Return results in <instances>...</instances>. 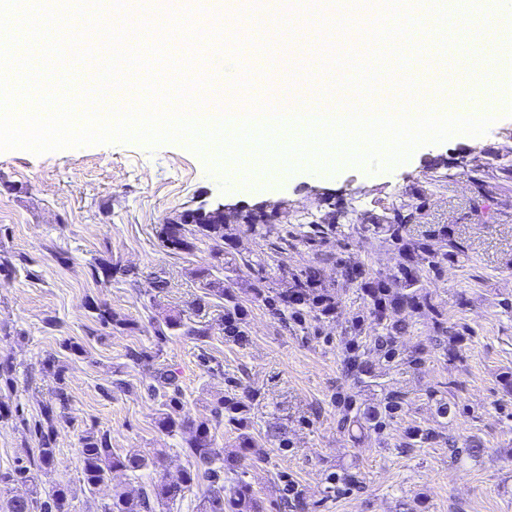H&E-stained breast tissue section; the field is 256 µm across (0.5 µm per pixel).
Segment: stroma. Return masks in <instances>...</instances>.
Wrapping results in <instances>:
<instances>
[{"label":"stroma","mask_w":512,"mask_h":512,"mask_svg":"<svg viewBox=\"0 0 512 512\" xmlns=\"http://www.w3.org/2000/svg\"><path fill=\"white\" fill-rule=\"evenodd\" d=\"M128 5L130 15L151 14L164 27L170 15L189 10L201 29L222 25V52L237 61L259 100L272 84L284 93L299 80L321 87L323 60L347 52L365 58L373 48L360 36L373 18L352 0L342 6L347 26L335 43L315 45L298 57L286 43L261 44L253 22L257 0H227L217 11L201 0H156L149 12L141 0ZM447 33L452 43L446 47L410 37L404 44L406 65L381 64L384 78L375 99L388 96L393 104H405L395 79L422 81L431 55L440 54L449 76L448 99L462 103L467 90L460 33L453 25ZM505 145L512 146V114L483 135L457 134L420 146L386 170L352 162L321 169L296 166L249 183L228 179L222 156H201L181 141L153 146L117 141L41 154L0 151V250L12 258L11 269L0 272V361L13 367V384H0V400L14 409L0 419V472L35 453L31 428L43 408L56 403V383L43 370L51 356L64 368L68 402L57 411V464L47 481L69 487L70 512H103L114 489L136 494L151 481L177 477L187 468L182 435L157 426L161 407L146 391L144 367L128 357L135 350L176 373L186 420L211 421L222 397L248 399V431L265 460L238 456L233 427L213 424L212 431L224 450L225 477L243 473L265 512H285L286 478L302 489L304 512H512V388L505 385L512 377V183L493 178L481 194L471 180L474 166L512 164V155L501 161L488 157ZM318 190L344 203V247L331 241L316 252L301 246L274 255L270 237L279 225H271L266 238L244 227L237 233L236 252L268 256L264 275L276 287L285 286L290 268L319 257L325 276L335 279L343 250L373 269L390 270L396 255L377 237H362L359 219L379 203L408 201L416 194L426 202V223L452 225L468 248L463 266H450L428 285L449 318L468 328L458 345L459 359L449 360L437 346L431 315L417 313L399 345L409 352L424 349L423 364L376 363L374 383L358 390L369 406L387 392L403 393L400 415L381 436L336 426V395L351 386L342 372L345 329L363 310L354 290H340L335 314L309 335L285 326L256 299L255 273L226 268L225 287L247 308V336L238 343L224 335L223 299L210 297L202 310L193 305L204 295L200 272L214 263L210 244L186 254L164 247L159 238L172 212L219 202L287 201L290 224L304 231L329 210L315 201ZM97 259L120 262L132 280L94 282L89 265ZM157 276L167 281L159 292L152 287ZM92 300L135 322V329L96 330L88 308ZM167 311L207 325V341L179 334L157 340L150 319ZM48 317L56 318L55 328H45ZM69 341L81 344L83 354L64 351ZM119 379L124 387H116ZM438 392L450 405L448 416L437 412ZM411 426L435 432L436 440L402 449ZM91 428L108 431L118 454L149 456L161 448L165 456L135 473L113 471L104 483L87 487L78 448L80 436ZM276 428L288 439V450L270 438ZM473 440L484 446L475 458L466 453ZM345 469L359 473L362 490L330 492L328 476Z\"/></svg>","instance_id":"obj_1"}]
</instances>
